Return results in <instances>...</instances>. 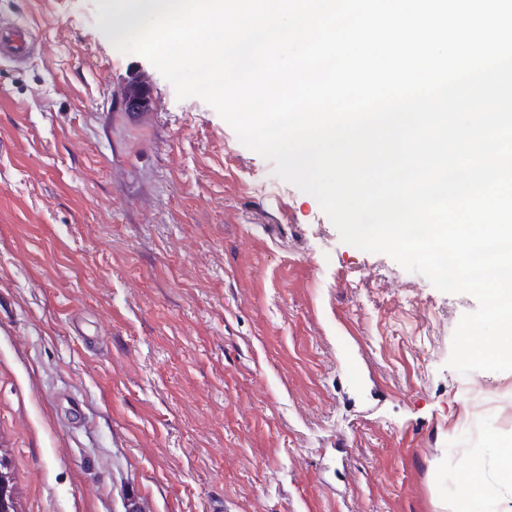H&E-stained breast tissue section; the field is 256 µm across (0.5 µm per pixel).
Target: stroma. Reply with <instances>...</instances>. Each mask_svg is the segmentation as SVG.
<instances>
[{
  "label": "stroma",
  "instance_id": "35a3bbf8",
  "mask_svg": "<svg viewBox=\"0 0 512 512\" xmlns=\"http://www.w3.org/2000/svg\"><path fill=\"white\" fill-rule=\"evenodd\" d=\"M0 0V457L18 512H512V371L477 307L341 241L311 195L97 21ZM139 82L147 111L122 93ZM479 481H472V473ZM27 24L0 19V60L23 61L30 54L35 35Z\"/></svg>",
  "mask_w": 512,
  "mask_h": 512
}]
</instances>
